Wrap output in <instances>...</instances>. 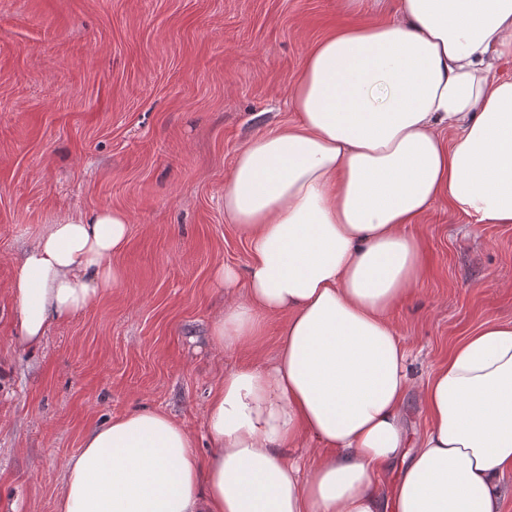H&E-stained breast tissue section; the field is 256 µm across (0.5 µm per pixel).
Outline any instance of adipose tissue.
Returning a JSON list of instances; mask_svg holds the SVG:
<instances>
[{"label":"adipose tissue","mask_w":512,"mask_h":512,"mask_svg":"<svg viewBox=\"0 0 512 512\" xmlns=\"http://www.w3.org/2000/svg\"><path fill=\"white\" fill-rule=\"evenodd\" d=\"M510 61L512 0H394L391 18L315 43L291 94L295 122L239 148L224 183L247 270L212 271L231 296L212 348L255 342L280 317L273 360L210 391L208 458L161 411L92 428L57 512H503L512 321L462 337L419 385L392 313L424 276L409 227L434 202L512 224V76L499 72ZM127 236L117 209L40 231L11 289L15 343L37 348L116 287ZM415 388L430 420L420 436L405 422ZM307 436L318 446L306 465ZM393 466L386 495L376 476Z\"/></svg>","instance_id":"adipose-tissue-1"}]
</instances>
